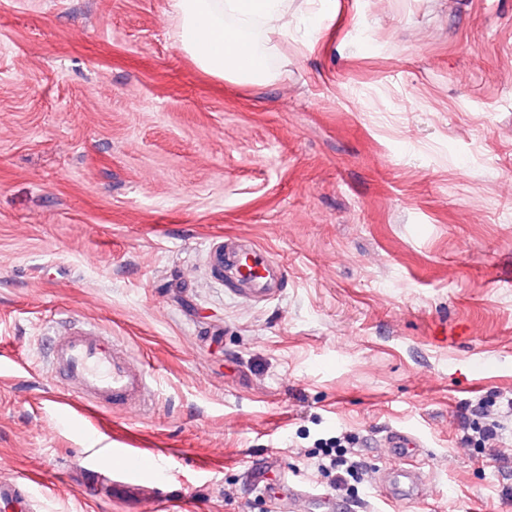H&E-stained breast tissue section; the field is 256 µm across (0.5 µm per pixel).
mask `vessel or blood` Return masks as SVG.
<instances>
[{"instance_id":"b4317fda","label":"vessel or blood","mask_w":512,"mask_h":512,"mask_svg":"<svg viewBox=\"0 0 512 512\" xmlns=\"http://www.w3.org/2000/svg\"><path fill=\"white\" fill-rule=\"evenodd\" d=\"M233 270L238 277L257 290L268 289L280 268L269 260L265 251L250 246L233 247ZM52 369L79 404L89 408L114 409L149 402L153 396L150 377L130 358L118 351L111 340L76 331L57 337L51 351ZM384 444L393 455L405 456L418 450L420 441L409 431H392ZM117 480L114 497L121 500L136 489L144 472H161L163 461L156 449L132 448L125 444L111 450ZM33 478L9 483L0 482V512H35L37 499ZM381 493L389 499L411 502L422 496L427 482L422 474L401 471L379 481Z\"/></svg>"}]
</instances>
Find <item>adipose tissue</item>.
I'll return each mask as SVG.
<instances>
[{
  "instance_id": "obj_1",
  "label": "adipose tissue",
  "mask_w": 512,
  "mask_h": 512,
  "mask_svg": "<svg viewBox=\"0 0 512 512\" xmlns=\"http://www.w3.org/2000/svg\"><path fill=\"white\" fill-rule=\"evenodd\" d=\"M183 49L204 72L261 84L275 38L287 35L288 0H169Z\"/></svg>"
}]
</instances>
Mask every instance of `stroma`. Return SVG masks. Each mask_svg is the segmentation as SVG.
I'll return each instance as SVG.
<instances>
[{"label": "stroma", "instance_id": "1", "mask_svg": "<svg viewBox=\"0 0 512 512\" xmlns=\"http://www.w3.org/2000/svg\"><path fill=\"white\" fill-rule=\"evenodd\" d=\"M319 9L288 0L273 78L243 85L193 63L168 0H0V480L36 477L37 512H150L95 479L123 438L193 512H269L252 465L327 491L313 444L342 433L362 512H512V0H336L328 37ZM228 236L282 285L218 277ZM71 328L152 403L64 421ZM401 427L422 501L374 486ZM384 445L395 456H406L422 448L417 436L410 431H390L384 437Z\"/></svg>", "mask_w": 512, "mask_h": 512}]
</instances>
